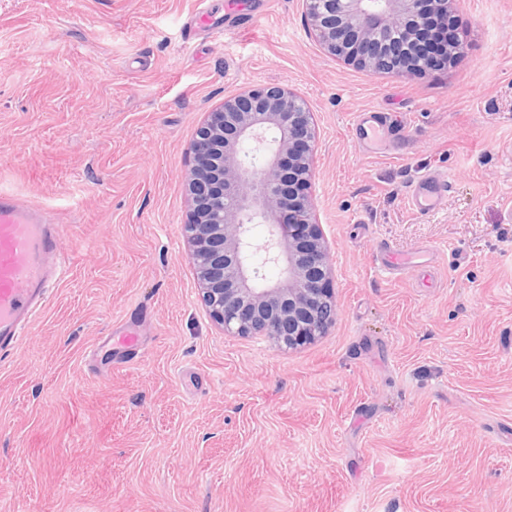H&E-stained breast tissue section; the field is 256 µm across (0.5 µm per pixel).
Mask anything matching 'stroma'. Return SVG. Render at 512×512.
Segmentation results:
<instances>
[{
    "label": "stroma",
    "instance_id": "1",
    "mask_svg": "<svg viewBox=\"0 0 512 512\" xmlns=\"http://www.w3.org/2000/svg\"><path fill=\"white\" fill-rule=\"evenodd\" d=\"M198 2L0 0V190L71 259L0 358V512H512V0H458L463 53L408 76L328 57L301 0H211L223 36L187 47ZM264 82L314 112L337 304L289 352L214 325L180 229L198 125ZM359 112L400 149L364 151ZM382 243L438 258L388 279ZM448 192V176L440 171L422 173L411 185L408 206L421 214L434 213Z\"/></svg>",
    "mask_w": 512,
    "mask_h": 512
}]
</instances>
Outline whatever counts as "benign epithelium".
<instances>
[{
  "instance_id": "benign-epithelium-1",
  "label": "benign epithelium",
  "mask_w": 512,
  "mask_h": 512,
  "mask_svg": "<svg viewBox=\"0 0 512 512\" xmlns=\"http://www.w3.org/2000/svg\"><path fill=\"white\" fill-rule=\"evenodd\" d=\"M455 0H302L311 34L359 69L411 75L463 52L448 42ZM318 133L306 98L277 84L224 98L189 145L181 224L201 305L227 336L297 350L336 322L330 249L310 193ZM266 227L264 242L252 229ZM280 268L267 280L265 267Z\"/></svg>"
}]
</instances>
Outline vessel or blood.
<instances>
[{
  "instance_id": "b4317fda",
  "label": "vessel or blood",
  "mask_w": 512,
  "mask_h": 512,
  "mask_svg": "<svg viewBox=\"0 0 512 512\" xmlns=\"http://www.w3.org/2000/svg\"><path fill=\"white\" fill-rule=\"evenodd\" d=\"M353 127L362 148L380 147L390 127L378 112H360ZM448 192V177L439 171L422 173L413 182L407 202L421 214L437 211ZM436 252L426 248L408 254L379 250L372 266L379 273L401 275L434 264ZM65 268L58 221L45 209L13 194L0 192V352L20 341L48 299Z\"/></svg>"
}]
</instances>
